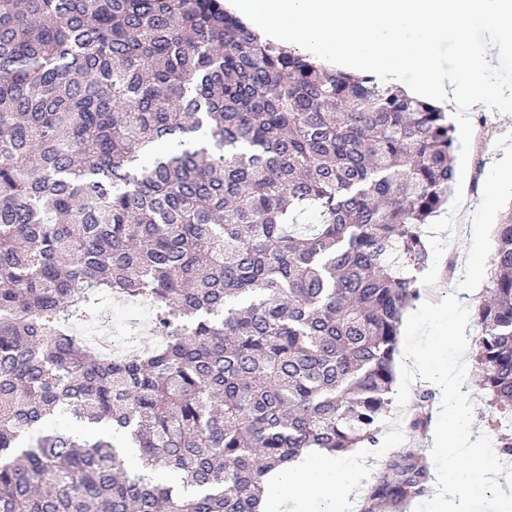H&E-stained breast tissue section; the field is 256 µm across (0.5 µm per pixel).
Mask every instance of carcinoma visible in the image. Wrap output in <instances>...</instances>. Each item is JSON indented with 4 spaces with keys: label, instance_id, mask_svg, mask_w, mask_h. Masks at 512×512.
Masks as SVG:
<instances>
[{
    "label": "carcinoma",
    "instance_id": "1",
    "mask_svg": "<svg viewBox=\"0 0 512 512\" xmlns=\"http://www.w3.org/2000/svg\"><path fill=\"white\" fill-rule=\"evenodd\" d=\"M456 142L223 0H0V512H269L305 451L376 445ZM95 294L148 299L159 340L90 343ZM478 324L512 415V209ZM429 479L402 449L365 512Z\"/></svg>",
    "mask_w": 512,
    "mask_h": 512
}]
</instances>
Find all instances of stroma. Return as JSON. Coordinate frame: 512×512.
Instances as JSON below:
<instances>
[{"instance_id": "stroma-1", "label": "stroma", "mask_w": 512, "mask_h": 512, "mask_svg": "<svg viewBox=\"0 0 512 512\" xmlns=\"http://www.w3.org/2000/svg\"><path fill=\"white\" fill-rule=\"evenodd\" d=\"M471 116H485L491 146L483 148L472 139L463 181L460 209L466 220L454 223L447 247L439 263L437 281L441 288L433 304L420 301L405 312L400 326L399 352L395 361L396 375H403L408 353L421 349L426 367L435 373L453 371L462 389L456 402L458 410L475 415L469 429L468 442L484 445L489 462L512 473V458L500 452V438L507 427L499 426V411L490 404L488 395L476 384L475 359H461L456 343L433 352L421 348L414 326L423 319L441 325L456 324L464 328L467 339H474L479 324L478 305L489 286L490 262L496 248V232L500 218L512 208V170H503L501 159L512 152V115L474 108ZM419 385L394 384L391 414L383 424L377 446L354 448L334 457L340 467H351L355 489L346 512H360V505L370 487L382 473L386 460L404 448H419L427 460H434L433 438L439 419L432 407L421 406ZM463 480L467 487L470 512H498V503L512 506V490L500 492L488 484L481 468H468Z\"/></svg>"}]
</instances>
